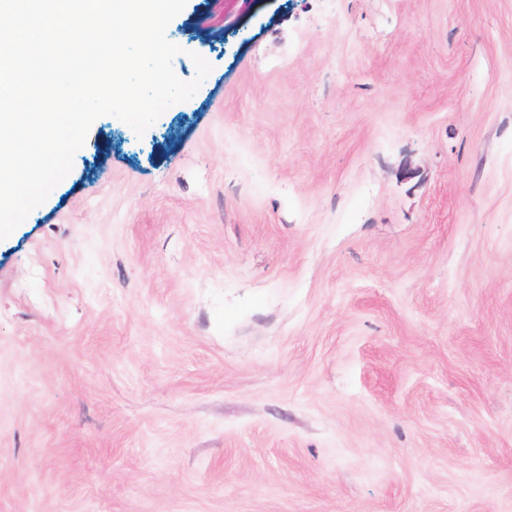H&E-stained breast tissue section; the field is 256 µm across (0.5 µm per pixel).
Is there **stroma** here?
Here are the masks:
<instances>
[{"instance_id":"stroma-1","label":"stroma","mask_w":512,"mask_h":512,"mask_svg":"<svg viewBox=\"0 0 512 512\" xmlns=\"http://www.w3.org/2000/svg\"><path fill=\"white\" fill-rule=\"evenodd\" d=\"M0 241V512H512V0H187Z\"/></svg>"}]
</instances>
